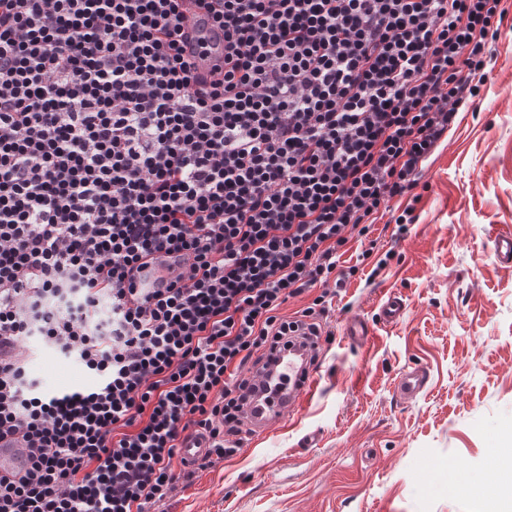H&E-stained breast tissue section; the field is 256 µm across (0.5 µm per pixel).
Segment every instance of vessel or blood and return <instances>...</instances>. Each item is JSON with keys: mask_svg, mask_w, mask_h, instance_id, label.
I'll return each mask as SVG.
<instances>
[{"mask_svg": "<svg viewBox=\"0 0 512 512\" xmlns=\"http://www.w3.org/2000/svg\"><path fill=\"white\" fill-rule=\"evenodd\" d=\"M182 11L186 16L182 42L185 55L195 65L198 77L209 78L215 65L222 62L224 34L211 18L201 0H183ZM173 276L171 263L164 260L149 261L133 282L136 290L161 288ZM315 350L311 346L293 344L277 346L267 355L269 378L288 377L287 387L273 400H266L262 393H255L247 406L250 429L263 433L280 423L286 413L299 406L315 392L317 364L313 360ZM427 383V372L420 365L404 369L394 382L397 396L404 400L414 399ZM28 450L20 441L7 438L0 440V476L12 477L26 467Z\"/></svg>", "mask_w": 512, "mask_h": 512, "instance_id": "1", "label": "vessel or blood"}]
</instances>
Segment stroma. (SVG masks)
<instances>
[{
	"label": "stroma",
	"mask_w": 512,
	"mask_h": 512,
	"mask_svg": "<svg viewBox=\"0 0 512 512\" xmlns=\"http://www.w3.org/2000/svg\"><path fill=\"white\" fill-rule=\"evenodd\" d=\"M481 96L428 161L417 221L403 237L377 224V247L327 306L319 390L234 457L199 470L158 512H478L473 488L511 479L496 448L512 438V263L488 231L512 227V0ZM399 295L401 319L378 304ZM364 319L368 340L346 334ZM430 379L415 401L396 399L407 365ZM44 392L93 387L78 363L32 348ZM312 447H303L305 436ZM451 464L467 482L449 489Z\"/></svg>",
	"instance_id": "obj_1"
}]
</instances>
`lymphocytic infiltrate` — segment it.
<instances>
[{
	"mask_svg": "<svg viewBox=\"0 0 512 512\" xmlns=\"http://www.w3.org/2000/svg\"><path fill=\"white\" fill-rule=\"evenodd\" d=\"M208 2L224 57L203 82L180 0H0V438L28 448L0 512H147L237 454L264 352L319 338L353 236L414 223L421 172L479 97L508 14ZM154 253L181 265L135 296ZM32 338L98 384L44 393ZM191 433L207 452L178 462Z\"/></svg>",
	"mask_w": 512,
	"mask_h": 512,
	"instance_id": "lymphocytic-infiltrate-1",
	"label": "lymphocytic infiltrate"
}]
</instances>
